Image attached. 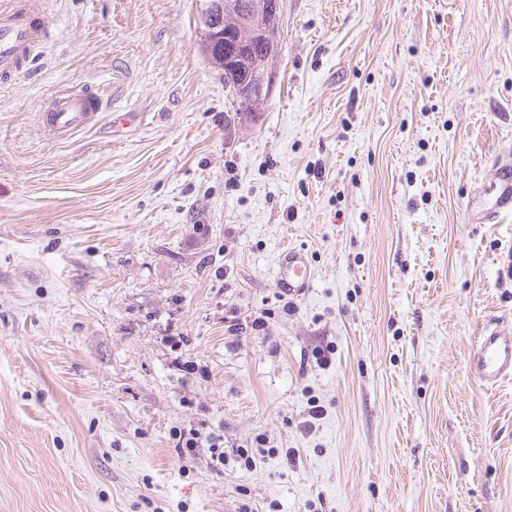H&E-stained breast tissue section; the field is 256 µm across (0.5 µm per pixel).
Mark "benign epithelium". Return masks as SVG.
<instances>
[{
    "label": "benign epithelium",
    "mask_w": 512,
    "mask_h": 512,
    "mask_svg": "<svg viewBox=\"0 0 512 512\" xmlns=\"http://www.w3.org/2000/svg\"><path fill=\"white\" fill-rule=\"evenodd\" d=\"M282 0H206L198 19L200 42L216 65L224 64V37L233 38L235 53L258 54L257 72L240 73L229 90L235 106L270 97L276 83Z\"/></svg>",
    "instance_id": "obj_1"
}]
</instances>
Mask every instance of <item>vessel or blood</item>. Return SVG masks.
I'll use <instances>...</instances> for the list:
<instances>
[{"instance_id":"b4317fda","label":"vessel or blood","mask_w":512,"mask_h":512,"mask_svg":"<svg viewBox=\"0 0 512 512\" xmlns=\"http://www.w3.org/2000/svg\"><path fill=\"white\" fill-rule=\"evenodd\" d=\"M44 0H0V81L22 74L29 59L46 42L40 21ZM101 100L92 93H62L51 102L44 123L56 135H67L87 126L102 111ZM494 186L498 210L512 211V166L499 167ZM277 285L291 295L309 288L311 269L304 253L288 250L278 257ZM473 378L494 386L512 378V328L486 325L470 358Z\"/></svg>"}]
</instances>
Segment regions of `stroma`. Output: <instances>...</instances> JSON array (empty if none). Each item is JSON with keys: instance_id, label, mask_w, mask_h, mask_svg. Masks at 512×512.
Wrapping results in <instances>:
<instances>
[{"instance_id": "obj_1", "label": "stroma", "mask_w": 512, "mask_h": 512, "mask_svg": "<svg viewBox=\"0 0 512 512\" xmlns=\"http://www.w3.org/2000/svg\"><path fill=\"white\" fill-rule=\"evenodd\" d=\"M203 5L50 0L0 85V512H512V0H283L253 118ZM102 110L103 104L95 94L61 93L51 101L44 124L56 135H67L87 126ZM494 186L497 193L498 210L512 211V167L510 165L504 164L499 167ZM277 285L290 295H302L310 287L311 269L304 253L288 249L278 257ZM473 378L484 386H495L512 378V328L498 324L484 327L470 358Z\"/></svg>"}]
</instances>
